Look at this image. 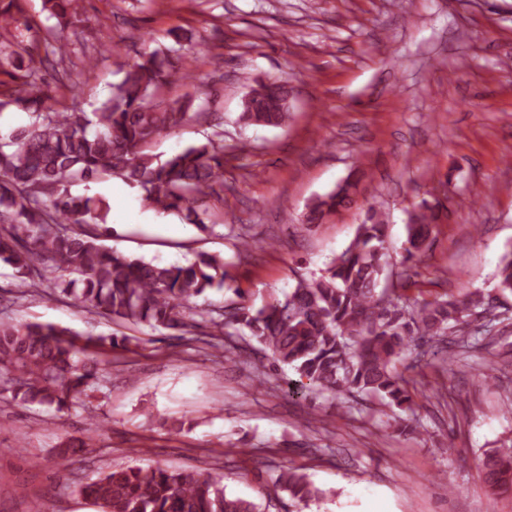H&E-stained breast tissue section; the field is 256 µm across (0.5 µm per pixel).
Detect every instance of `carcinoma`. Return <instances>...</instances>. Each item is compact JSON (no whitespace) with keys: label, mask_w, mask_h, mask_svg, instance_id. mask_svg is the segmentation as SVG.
<instances>
[{"label":"carcinoma","mask_w":512,"mask_h":512,"mask_svg":"<svg viewBox=\"0 0 512 512\" xmlns=\"http://www.w3.org/2000/svg\"><path fill=\"white\" fill-rule=\"evenodd\" d=\"M54 24L35 27L23 17L21 0L0 5V29L16 32L0 44V61L20 72L13 88L0 92V111L15 107L34 117L7 142L0 141V262L25 288L49 299L105 316L116 324H147L183 339L196 336L199 321L221 336L224 353L240 350L235 336H249L271 352L274 362L298 376L292 395L331 392L364 394L406 410L412 403L408 380L397 364L409 354L421 359L427 345L452 358L478 341L474 321L499 320L477 292L463 298L417 301L394 284L408 276V263L429 248L438 214L427 202L409 216L401 270L387 259L386 215L367 205L353 241L318 278L297 280L281 299L259 308L236 298L213 308L193 299L229 278L224 259L201 254L188 265L131 259L99 244L96 229L107 224L102 200L74 195L75 182L118 178L142 192L153 209L175 212L201 230L206 200L224 190V130L207 142L162 159L144 147L195 116L196 98L161 107L151 94L176 74L169 48L145 50L93 112H60L40 66L68 53L67 33L79 0H43ZM288 84L278 80L249 86L236 122L281 127L288 119ZM358 180L313 198L304 224H321L354 201ZM496 277L501 292L512 293V249L501 255ZM129 337H85L52 323L0 320L1 392L12 399L58 411L84 404L98 391V362L79 361L81 351L129 350ZM483 480L494 495L512 496V438L500 441L480 460ZM275 483L299 504L321 491L296 469L279 472ZM101 512H260L253 500L225 492L210 475L160 466L116 467L82 488Z\"/></svg>","instance_id":"carcinoma-1"}]
</instances>
